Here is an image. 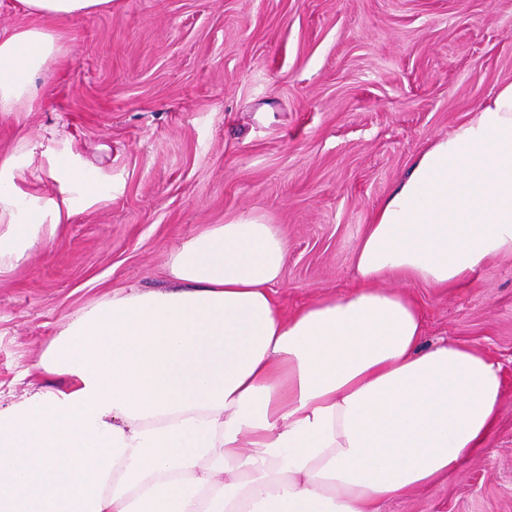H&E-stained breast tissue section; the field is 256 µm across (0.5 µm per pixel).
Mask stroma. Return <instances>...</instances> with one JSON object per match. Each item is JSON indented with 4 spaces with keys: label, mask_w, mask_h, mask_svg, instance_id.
I'll use <instances>...</instances> for the list:
<instances>
[{
    "label": "stroma",
    "mask_w": 512,
    "mask_h": 512,
    "mask_svg": "<svg viewBox=\"0 0 512 512\" xmlns=\"http://www.w3.org/2000/svg\"><path fill=\"white\" fill-rule=\"evenodd\" d=\"M57 28L66 54L37 78V110L0 117V153L35 147L19 185L76 211L0 277L4 404L52 386L35 366L65 321L168 287L169 250L209 224L278 226L285 311L350 291L411 158L512 82V0H112ZM67 147L97 173L91 200L50 176ZM394 286L419 303L425 342L483 349L506 385L487 447L380 512H512V257L462 288Z\"/></svg>",
    "instance_id": "obj_1"
}]
</instances>
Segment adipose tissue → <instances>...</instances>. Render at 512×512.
I'll return each instance as SVG.
<instances>
[{
	"mask_svg": "<svg viewBox=\"0 0 512 512\" xmlns=\"http://www.w3.org/2000/svg\"><path fill=\"white\" fill-rule=\"evenodd\" d=\"M0 33V115L36 106L64 54L57 20L112 0H14ZM0 155V275L73 213ZM512 255V82L414 156L359 240V284L285 312L288 258L253 214L173 247L165 290L114 293L68 319L40 369L60 378L0 406V512H378L458 473L495 431L499 363L423 346L420 307L390 277L467 284Z\"/></svg>",
	"mask_w": 512,
	"mask_h": 512,
	"instance_id": "obj_1",
	"label": "adipose tissue"
}]
</instances>
